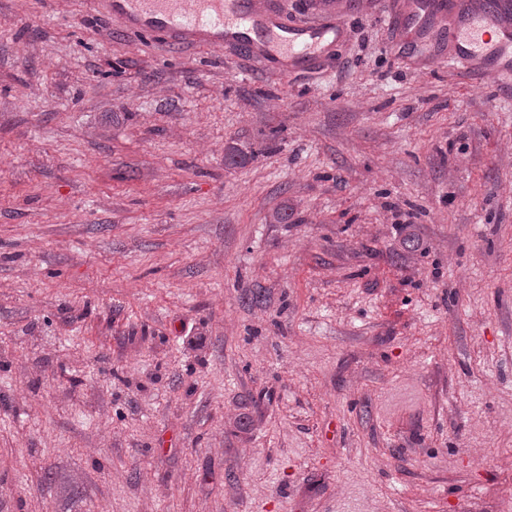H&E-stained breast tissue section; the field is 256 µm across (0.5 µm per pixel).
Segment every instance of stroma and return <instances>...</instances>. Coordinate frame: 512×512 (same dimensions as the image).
<instances>
[{
  "mask_svg": "<svg viewBox=\"0 0 512 512\" xmlns=\"http://www.w3.org/2000/svg\"><path fill=\"white\" fill-rule=\"evenodd\" d=\"M408 2L284 79L0 0V512H512V85Z\"/></svg>",
  "mask_w": 512,
  "mask_h": 512,
  "instance_id": "stroma-1",
  "label": "stroma"
}]
</instances>
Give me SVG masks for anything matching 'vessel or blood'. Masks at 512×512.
I'll return each mask as SVG.
<instances>
[{
  "label": "vessel or blood",
  "instance_id": "vessel-or-blood-1",
  "mask_svg": "<svg viewBox=\"0 0 512 512\" xmlns=\"http://www.w3.org/2000/svg\"><path fill=\"white\" fill-rule=\"evenodd\" d=\"M102 8L130 30L161 35L177 45L231 43L261 66L287 75L317 64L325 48L345 36L334 12L316 21L281 26L261 0H101ZM448 17L450 60L472 72L512 81V9H488L483 0H429Z\"/></svg>",
  "mask_w": 512,
  "mask_h": 512
}]
</instances>
